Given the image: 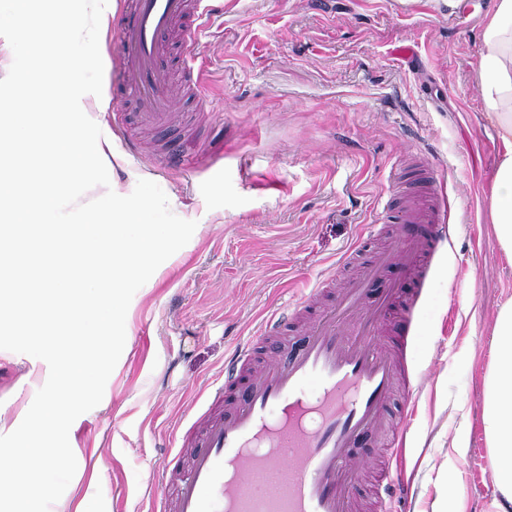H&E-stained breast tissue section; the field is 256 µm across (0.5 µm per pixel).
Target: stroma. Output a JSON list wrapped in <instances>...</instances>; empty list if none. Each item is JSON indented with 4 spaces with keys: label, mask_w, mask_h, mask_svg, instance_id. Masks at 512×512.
<instances>
[{
    "label": "stroma",
    "mask_w": 512,
    "mask_h": 512,
    "mask_svg": "<svg viewBox=\"0 0 512 512\" xmlns=\"http://www.w3.org/2000/svg\"><path fill=\"white\" fill-rule=\"evenodd\" d=\"M492 0L454 14L434 0H224L186 48L203 68L208 107L180 102L185 124L161 134L130 118L133 91L89 116L124 161L113 190L140 176L170 210L196 221L190 241L137 290L126 341L102 401L69 437L70 497L99 512H149L174 434L206 403L233 350L267 311L320 275L344 285L362 261L340 258L375 220L390 166L414 154L438 170L454 249L431 271L435 338L413 406L405 460L410 512H495L482 393L492 330L512 300V265L489 212L496 132L475 65ZM402 45L409 56L397 55ZM45 361L0 350V435L14 431L45 384ZM96 457L98 476L86 468Z\"/></svg>",
    "instance_id": "1"
}]
</instances>
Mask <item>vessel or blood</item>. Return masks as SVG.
Here are the masks:
<instances>
[{
    "label": "vessel or blood",
    "instance_id": "obj_1",
    "mask_svg": "<svg viewBox=\"0 0 512 512\" xmlns=\"http://www.w3.org/2000/svg\"><path fill=\"white\" fill-rule=\"evenodd\" d=\"M212 10L211 0H123L121 85L135 91L142 122L166 124L180 94L170 80L166 35L191 36L193 24ZM406 177L418 190L395 220L421 225V233L390 236L301 341H292L289 322L324 295L330 277L272 313L233 351L206 411L179 439L185 456L168 462L152 496L159 512H353L350 490L359 478L353 453L382 430L397 369L379 348L378 327L392 307L400 308L393 335L410 354L411 373L424 382L421 295L435 257L453 244L434 168L425 161L397 167L390 181ZM393 263L405 269L407 284L384 280ZM375 488L380 512H395L403 483L386 469Z\"/></svg>",
    "mask_w": 512,
    "mask_h": 512
}]
</instances>
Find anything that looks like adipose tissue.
I'll use <instances>...</instances> for the list:
<instances>
[{"mask_svg":"<svg viewBox=\"0 0 512 512\" xmlns=\"http://www.w3.org/2000/svg\"><path fill=\"white\" fill-rule=\"evenodd\" d=\"M478 77L486 118L497 132L490 217L501 249L512 260V0H494L484 18ZM483 410L486 445L494 460L497 512H512V304L497 315Z\"/></svg>","mask_w":512,"mask_h":512,"instance_id":"ef3b65f1","label":"adipose tissue"}]
</instances>
